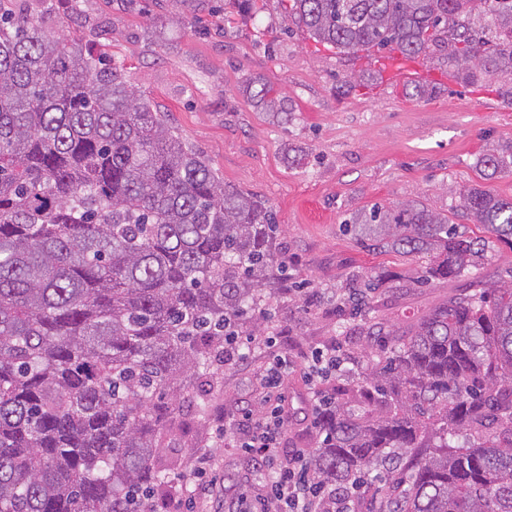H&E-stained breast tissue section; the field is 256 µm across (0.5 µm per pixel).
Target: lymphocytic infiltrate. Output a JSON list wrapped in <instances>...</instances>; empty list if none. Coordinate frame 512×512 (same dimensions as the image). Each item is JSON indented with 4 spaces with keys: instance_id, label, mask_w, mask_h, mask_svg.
I'll use <instances>...</instances> for the list:
<instances>
[{
    "instance_id": "lymphocytic-infiltrate-1",
    "label": "lymphocytic infiltrate",
    "mask_w": 512,
    "mask_h": 512,
    "mask_svg": "<svg viewBox=\"0 0 512 512\" xmlns=\"http://www.w3.org/2000/svg\"><path fill=\"white\" fill-rule=\"evenodd\" d=\"M273 336H228L225 358L246 360L252 352L268 348L271 354L259 375L257 397L244 402L233 423L221 424L224 445L246 456L254 468L267 474L263 494L241 495L239 512H351L358 492L356 483L340 489L324 487L310 464L306 449L287 450L284 444L288 413L283 381L292 362L277 350Z\"/></svg>"
}]
</instances>
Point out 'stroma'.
<instances>
[{"label": "stroma", "instance_id": "1", "mask_svg": "<svg viewBox=\"0 0 512 512\" xmlns=\"http://www.w3.org/2000/svg\"><path fill=\"white\" fill-rule=\"evenodd\" d=\"M201 0H81L72 11L63 0H31V14L58 35L80 38L124 67L137 94L157 111L224 179L264 201L279 230L276 250L285 257L281 276L262 284L263 322L285 333L295 365L285 379L289 447L313 449L312 389L301 356L314 346L335 347L345 360L327 391L349 387L374 368L366 332L397 335L449 298L481 292L512 279V243L495 242L483 264L459 279L421 283L424 255L407 256L362 245L345 221L378 203L388 208L416 201L474 231L459 193L480 187L512 198V173L488 177L477 164L488 149H512V79L493 75L481 84L458 81L444 48L418 57L336 53L290 16L282 0H257V11L224 21L217 5ZM267 80L291 121L269 117L246 88ZM385 285L361 319L346 321L348 289L369 276ZM318 292V302L304 300ZM258 351L248 367L224 365L208 396L212 417L199 423L178 411L182 433L160 452L171 468L170 496L181 486L195 455L221 453L226 484L213 490L218 512H233L246 468L242 457L220 452L216 416L232 420L241 400L256 395ZM187 512V505L179 507Z\"/></svg>", "mask_w": 512, "mask_h": 512}]
</instances>
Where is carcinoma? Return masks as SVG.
<instances>
[{"mask_svg": "<svg viewBox=\"0 0 512 512\" xmlns=\"http://www.w3.org/2000/svg\"><path fill=\"white\" fill-rule=\"evenodd\" d=\"M0 0V512H159L176 409L199 420L224 337L260 336L274 255L268 207L190 149L121 66ZM337 52L416 57L448 34L464 83L512 76V0H290ZM251 97L288 116L259 81ZM480 164L512 168V153ZM461 232L416 202L350 223L428 256L425 280L512 242V198L470 188ZM372 375L336 391L311 463L339 488L383 466L376 512H512V280L451 298L393 336Z\"/></svg>", "mask_w": 512, "mask_h": 512, "instance_id": "carcinoma-1", "label": "carcinoma"}]
</instances>
